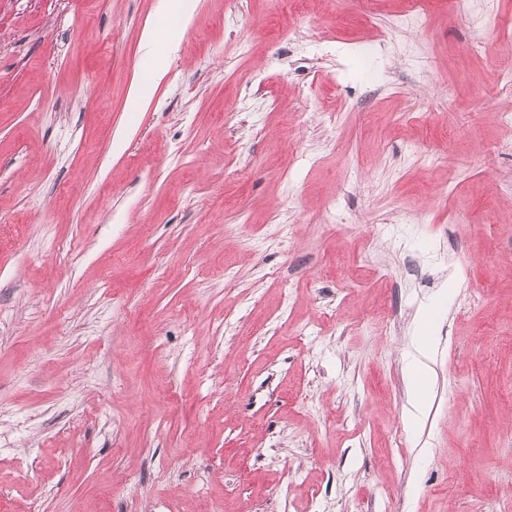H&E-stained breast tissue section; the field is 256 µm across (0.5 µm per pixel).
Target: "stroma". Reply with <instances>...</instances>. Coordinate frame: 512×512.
<instances>
[{
	"instance_id": "obj_1",
	"label": "stroma",
	"mask_w": 512,
	"mask_h": 512,
	"mask_svg": "<svg viewBox=\"0 0 512 512\" xmlns=\"http://www.w3.org/2000/svg\"><path fill=\"white\" fill-rule=\"evenodd\" d=\"M402 5L199 0L140 107L166 0H0V512H512V0ZM431 346L427 341V336H418L414 345V350L410 353L408 369L412 379L413 390V417L415 420L424 413L428 406V393L431 384L432 368Z\"/></svg>"
}]
</instances>
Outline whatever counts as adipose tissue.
<instances>
[{
  "instance_id": "1",
  "label": "adipose tissue",
  "mask_w": 512,
  "mask_h": 512,
  "mask_svg": "<svg viewBox=\"0 0 512 512\" xmlns=\"http://www.w3.org/2000/svg\"><path fill=\"white\" fill-rule=\"evenodd\" d=\"M196 7L197 0H169L166 13L145 28L142 46L151 59V67L132 84L131 96L136 103L145 104L147 87L162 79L167 71V61L159 52L160 45L172 44L179 38L185 21L192 17ZM430 360V344L426 337H418L408 361L413 390L412 407L417 416L424 413L429 402L432 375Z\"/></svg>"
}]
</instances>
